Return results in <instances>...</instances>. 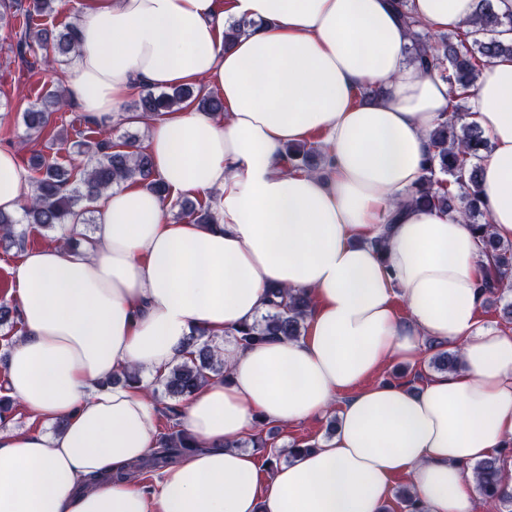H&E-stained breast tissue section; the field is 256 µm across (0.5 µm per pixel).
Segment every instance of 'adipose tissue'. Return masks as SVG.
I'll return each instance as SVG.
<instances>
[{
	"mask_svg": "<svg viewBox=\"0 0 512 512\" xmlns=\"http://www.w3.org/2000/svg\"><path fill=\"white\" fill-rule=\"evenodd\" d=\"M478 2L406 9L459 28ZM234 19L254 27L228 45ZM76 29L67 101L98 123L140 85L216 90L223 118L172 112L146 149L171 197H211L217 221L167 222L164 200L129 184L94 202L80 253L49 244L12 265L23 334L0 382L63 428L0 431V512H386L404 474L424 512H475L469 465L512 441V333L478 319L487 259L471 225L408 202L452 108L445 78L407 64L390 0H84ZM362 86L377 90L365 103ZM468 104L492 143L481 202L512 241V57L485 63ZM318 133L324 171L287 168L285 148ZM28 183L0 150L1 212L21 210ZM273 288L311 295L304 335L240 346L235 331ZM195 331L219 339L230 372L179 415L200 451L146 490L132 478L85 488L157 447L146 382ZM427 337L459 345L456 369L413 393L375 382L392 362L417 364ZM123 371L140 383L108 385ZM332 410L335 436L268 478L239 446L259 421Z\"/></svg>",
	"mask_w": 512,
	"mask_h": 512,
	"instance_id": "1",
	"label": "adipose tissue"
}]
</instances>
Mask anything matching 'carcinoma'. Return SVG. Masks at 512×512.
Segmentation results:
<instances>
[{
    "label": "carcinoma",
    "mask_w": 512,
    "mask_h": 512,
    "mask_svg": "<svg viewBox=\"0 0 512 512\" xmlns=\"http://www.w3.org/2000/svg\"><path fill=\"white\" fill-rule=\"evenodd\" d=\"M393 8L411 28V60L438 72L446 71V79L454 91L467 92L474 87L480 67L499 56H512V41L493 37L507 25L495 12L492 0H479V8L468 22V29H455L448 39L439 44L429 42L419 23L405 10V0H393ZM63 7V0H0V27L16 37L17 54L21 60L43 56L51 66V56L72 57L78 52L74 25L67 24L61 31L49 21ZM194 104L196 109L219 114L224 112L222 100L213 92L190 85H177L168 92L156 94L142 88L134 102L135 115L131 119L142 123L155 121L183 104ZM68 107L63 91L58 90L39 103L29 105L22 112L26 136L37 139L43 133L52 112ZM467 111L464 100L453 105V113L430 134L432 152L427 160L425 175L412 202L420 207L439 210L463 208L473 229L483 242L487 256L483 280L484 293L497 296L503 303V317L512 322V300L505 296L504 279L512 275V242H503L490 233L487 215L480 207L478 195L479 165L489 151V138L474 122H464L460 114ZM83 126L76 131V157L65 169L56 161L48 162L38 155L33 162L34 191L24 206L21 216L0 212V242L15 244L16 226L36 224L43 228L66 225L80 220L92 221L87 203L103 192L125 183L142 184L162 197L168 196L165 185L156 178L149 155L138 146V138L128 136L114 142L102 125L86 116H76L70 126ZM287 163L296 169L316 171L326 162L325 154L306 142L290 145L285 150ZM180 216L195 224H212L217 220L210 203L201 199L178 201ZM312 299L305 291L271 292L269 309L260 319L236 331L235 338L248 346L266 340L297 338L303 335L304 322ZM459 362V351L443 350L434 360V367L443 372L454 369ZM226 377L224 357L215 338L203 334L192 335L181 350V360L167 372L156 377L155 383L170 398L187 397L212 380ZM179 412L168 408L173 421L168 432L159 439V447L130 465L140 473L164 469L176 463L183 452L199 444L177 429ZM476 484L484 500L498 509L512 508V493L503 490L501 458L491 457L473 467Z\"/></svg>",
    "instance_id": "carcinoma-1"
}]
</instances>
